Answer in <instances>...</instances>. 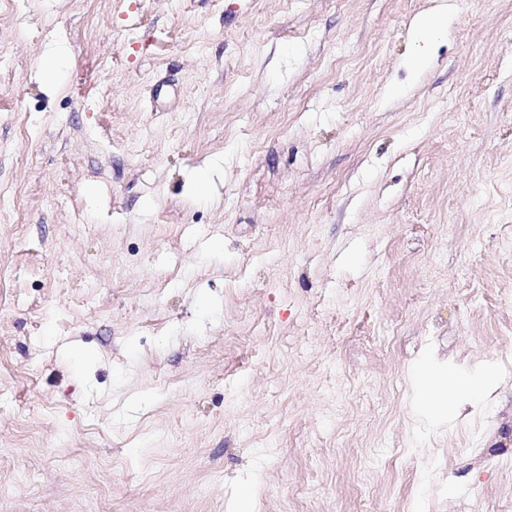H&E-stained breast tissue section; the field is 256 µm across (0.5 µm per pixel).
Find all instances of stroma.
I'll use <instances>...</instances> for the list:
<instances>
[{
  "label": "stroma",
  "instance_id": "1",
  "mask_svg": "<svg viewBox=\"0 0 512 512\" xmlns=\"http://www.w3.org/2000/svg\"><path fill=\"white\" fill-rule=\"evenodd\" d=\"M0 43V512H512V0H0ZM430 358L500 387L434 424Z\"/></svg>",
  "mask_w": 512,
  "mask_h": 512
}]
</instances>
